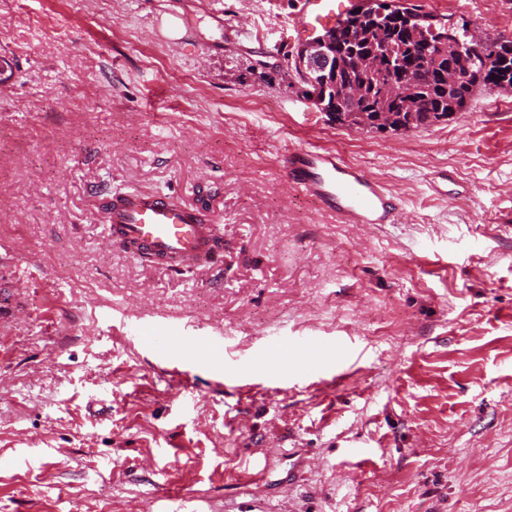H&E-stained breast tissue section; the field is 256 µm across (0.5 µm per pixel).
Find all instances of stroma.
<instances>
[{
    "instance_id": "stroma-1",
    "label": "stroma",
    "mask_w": 512,
    "mask_h": 512,
    "mask_svg": "<svg viewBox=\"0 0 512 512\" xmlns=\"http://www.w3.org/2000/svg\"><path fill=\"white\" fill-rule=\"evenodd\" d=\"M300 2L0 0V512H512V88L427 128L336 124L288 71ZM409 2L512 40V0ZM312 146L397 222L291 186L280 154ZM126 192L202 210L221 263L114 248ZM132 323L222 336L223 381L201 361L177 396Z\"/></svg>"
}]
</instances>
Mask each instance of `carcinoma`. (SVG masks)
<instances>
[{
	"instance_id": "cac0c4a2",
	"label": "carcinoma",
	"mask_w": 512,
	"mask_h": 512,
	"mask_svg": "<svg viewBox=\"0 0 512 512\" xmlns=\"http://www.w3.org/2000/svg\"><path fill=\"white\" fill-rule=\"evenodd\" d=\"M364 6V0H358L324 36L338 48L354 42L358 50L371 53L372 73L362 76L351 60L334 76L314 82L297 77L303 94L315 96L321 111H342V87L354 83L359 88L358 110L367 113L370 128L408 131L447 120L465 108L478 88H512V41H478L466 27L437 25L431 14L401 0L380 4L382 13L365 12L358 26L357 12ZM450 71L459 74L454 82L448 81ZM404 79L411 90L410 106L402 96L389 93L391 85Z\"/></svg>"
}]
</instances>
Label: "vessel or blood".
<instances>
[{
  "label": "vessel or blood",
  "instance_id": "obj_1",
  "mask_svg": "<svg viewBox=\"0 0 512 512\" xmlns=\"http://www.w3.org/2000/svg\"><path fill=\"white\" fill-rule=\"evenodd\" d=\"M344 0H303L298 22L313 26L335 20L344 11ZM289 183L301 189L320 208L340 214L349 224H391L400 202L384 184L364 169L318 147L295 149L281 158ZM110 226L112 245L149 257L154 264L173 271L212 264L224 249L213 225L202 222L198 212L163 195L127 193L113 198L103 212ZM166 344L178 347L181 363H192L207 354L215 375L224 371V349L212 336L169 332Z\"/></svg>",
  "mask_w": 512,
  "mask_h": 512
}]
</instances>
